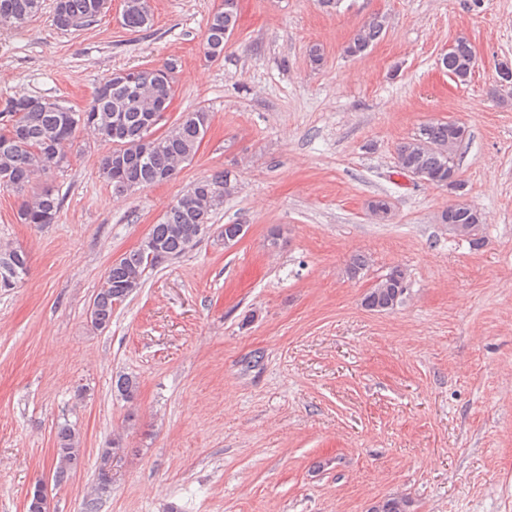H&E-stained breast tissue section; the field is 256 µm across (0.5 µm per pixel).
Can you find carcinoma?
Here are the masks:
<instances>
[{"label": "carcinoma", "instance_id": "cac0c4a2", "mask_svg": "<svg viewBox=\"0 0 512 512\" xmlns=\"http://www.w3.org/2000/svg\"><path fill=\"white\" fill-rule=\"evenodd\" d=\"M98 0H54L53 14L58 27L69 30L89 26L93 5ZM43 9V0H0V23L21 25ZM238 10H219L207 24L205 53L212 58L224 56V48L233 34ZM149 0H124L122 24L131 29L150 25ZM388 28L385 14H374L344 47L348 57H359L373 46ZM473 51L460 37L443 54L442 66L458 82L469 80L473 72ZM140 90H134L118 70L104 79L106 90L94 93L86 111L94 114L92 129L104 142L129 155L124 167L112 165V153L99 160L100 177L114 189L160 184L174 179L181 166L193 159L210 126L211 113L205 109L186 112L157 136L147 155L139 150L141 133L158 103L171 97L170 82L156 77L153 69H138ZM77 110L62 102L39 97L19 96L6 102L0 112V187L21 195L18 218L23 224L44 225L55 222L61 199L51 187L44 186L28 195L36 175L51 174L68 163L66 148L73 144L81 129ZM468 135L467 127L454 121H436L422 125L415 136L396 148V168L403 174L420 171L434 185L445 187L448 180L459 177L456 151ZM237 191V179L227 171L195 181L186 194L171 205L161 221L153 225L140 247L112 263L90 304L89 321L93 329L103 331L112 323L114 307L132 297L143 287L148 273L192 251L203 238L202 225L224 207V199ZM456 194L439 216L442 224L474 248L484 244L483 217L480 210ZM368 211L380 220L391 214V203L382 197L367 203ZM369 261L357 253L350 257L346 276L358 279ZM27 254L17 248L0 246V277L9 274L14 287H20L29 275ZM407 291L404 269L393 267L383 275L363 298V305L376 312L393 309ZM118 393L128 402L135 399L138 382L129 376L116 381ZM103 453L115 462L128 454L124 440L115 436ZM79 431L69 424L58 426L53 479L64 482L82 463ZM114 473L98 470L94 493L86 498V512H96L97 499L112 491ZM410 503L403 497L387 498L370 508V512H409Z\"/></svg>", "mask_w": 512, "mask_h": 512}]
</instances>
